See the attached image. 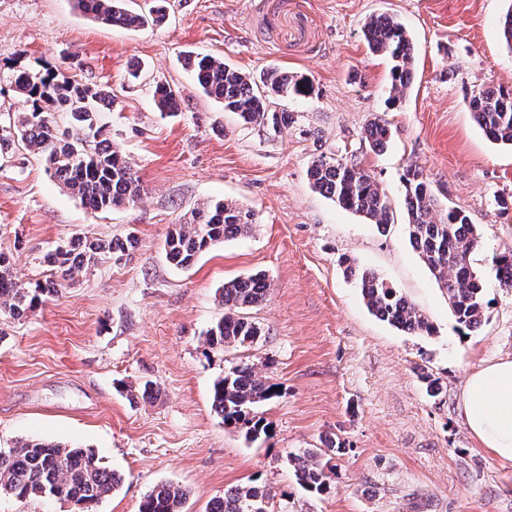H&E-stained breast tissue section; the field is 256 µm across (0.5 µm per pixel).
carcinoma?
Instances as JSON below:
<instances>
[{"mask_svg":"<svg viewBox=\"0 0 512 512\" xmlns=\"http://www.w3.org/2000/svg\"><path fill=\"white\" fill-rule=\"evenodd\" d=\"M75 8L103 25L135 30L159 23L164 15L147 16L133 10L128 0H73ZM369 50L391 63V100L399 102L413 77L414 48L404 25L387 15L369 17L363 27ZM202 92L218 101L224 111L236 114L244 123L287 125L292 115L270 108L272 97L307 98L314 92L303 74L270 70L263 79L264 91L256 88L249 75L210 55L190 59ZM14 92L22 95L29 108L14 114L0 113V153L17 144L43 157L47 170L69 193L97 212L134 205L142 200V187L130 158L116 145L100 123L99 114L112 110L115 95L103 85L89 88L59 69L19 67L9 76ZM156 108L169 115L181 109L178 91L158 83L153 93ZM468 106L480 129L492 141L512 148V89L492 83L469 96ZM389 128L377 117L364 129L369 149H385ZM308 179L312 187L339 207L358 214L369 224L383 228L391 224L387 195L360 159L319 156L311 162ZM406 229L409 243L420 261L447 296L459 329L478 327L487 315L484 281L470 263L480 243L477 227L464 210L443 204L432 182L419 167L410 165L403 174ZM252 231V216L229 201L206 203L191 217L169 230L164 251L167 260L182 270L191 269L203 252L213 245ZM130 238L110 240L77 236L56 247L45 257L53 279L30 286L17 274L8 252L0 251V315L20 319L48 297L61 292L85 269L97 265L106 255L123 252ZM344 272L359 280L367 309L379 320L414 335H431L433 324L426 314L372 271L362 270L344 259ZM496 279L512 290V249L493 258ZM266 276L255 274L224 282L220 288L224 314L207 330L210 349H249L266 338L264 328L242 316L270 295ZM280 394L279 384L241 362L218 377L212 388V409L224 425L246 428L256 440L268 435L267 425L255 408ZM343 452L333 441L324 448H311L288 457L298 483L311 495L330 488L333 456ZM120 476L102 466L87 449L27 439L0 451V494L18 499L39 497L72 503L77 512L92 507L119 486ZM271 490L257 479L230 487L224 496L207 504L206 512H270ZM186 492L171 483H161L144 497L139 512H183Z\"/></svg>","mask_w":512,"mask_h":512,"instance_id":"obj_1","label":"carcinoma"}]
</instances>
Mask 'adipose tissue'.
Segmentation results:
<instances>
[{
    "label": "adipose tissue",
    "instance_id": "ef3b65f1",
    "mask_svg": "<svg viewBox=\"0 0 512 512\" xmlns=\"http://www.w3.org/2000/svg\"><path fill=\"white\" fill-rule=\"evenodd\" d=\"M458 409L481 447L501 462L512 464V358L468 371Z\"/></svg>",
    "mask_w": 512,
    "mask_h": 512
}]
</instances>
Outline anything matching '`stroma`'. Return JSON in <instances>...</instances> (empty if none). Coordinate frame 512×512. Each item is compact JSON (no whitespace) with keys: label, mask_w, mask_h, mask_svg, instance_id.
Here are the masks:
<instances>
[{"label":"stroma","mask_w":512,"mask_h":512,"mask_svg":"<svg viewBox=\"0 0 512 512\" xmlns=\"http://www.w3.org/2000/svg\"><path fill=\"white\" fill-rule=\"evenodd\" d=\"M163 23L137 30L91 22L71 0H0V106L25 111L8 82L17 64H65L79 82L116 96L102 113L135 164L140 203L102 214L85 208L22 148L0 157V247L26 282H45L44 254L72 237H132L35 312L0 318V448L43 439L92 449L123 477L95 512H138L157 484L189 492L185 512L256 477L273 512H512V465L480 448L457 404L467 370L512 357V292L493 257L512 248V149L489 141L466 96L488 82L512 89V50L500 20L512 0H132ZM401 21L414 44V79L388 106L390 63L369 51L365 20ZM211 54L260 78L270 68L306 75L314 94L278 99L294 121L275 131L243 125L204 95L188 56ZM141 67L129 81L127 72ZM165 82L181 98L171 117L152 100ZM383 117L384 152L362 138ZM356 155L385 190L386 230L315 191L320 155ZM427 173L441 201L477 224L471 258L484 276L486 321L461 332L448 298L411 247L402 176ZM231 199L253 214L245 237L217 244L194 267L165 258L171 225L203 202ZM353 258L429 317L410 335L365 307L342 261ZM265 274L272 290L246 310L268 332L250 350L211 349L226 280ZM258 365L281 394L257 408L269 436L249 441L211 407L229 366ZM445 391L427 396L420 372ZM157 385L143 397L145 382ZM339 440L327 493L297 483L287 457Z\"/></svg>","instance_id":"obj_1"}]
</instances>
